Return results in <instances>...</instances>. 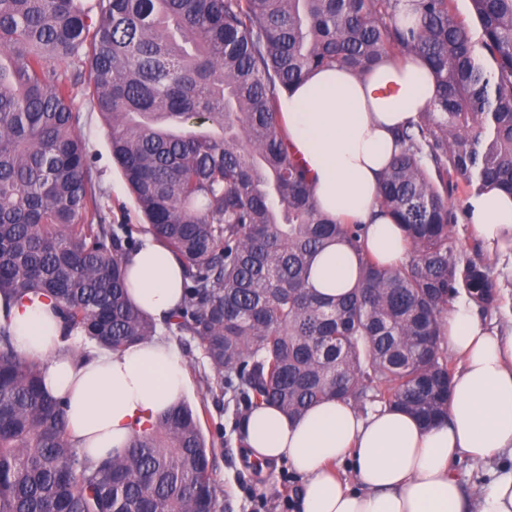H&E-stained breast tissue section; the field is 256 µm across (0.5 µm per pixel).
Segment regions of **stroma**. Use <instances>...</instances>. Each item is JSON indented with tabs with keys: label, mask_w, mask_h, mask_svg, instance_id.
<instances>
[{
	"label": "stroma",
	"mask_w": 512,
	"mask_h": 512,
	"mask_svg": "<svg viewBox=\"0 0 512 512\" xmlns=\"http://www.w3.org/2000/svg\"><path fill=\"white\" fill-rule=\"evenodd\" d=\"M73 106L80 114V134L94 162L97 194L107 224L113 228L140 227L144 219L112 160L108 132L83 88H75ZM489 268L499 284L500 296L497 309L483 322L491 328H503L512 320V258L501 257L490 262ZM161 337L185 358L190 376L186 401L203 411L202 430L215 450L212 477L221 491L218 512H297L294 498L300 479L293 471L284 465L243 460L235 431L237 403L228 392L207 394L206 387L214 376L197 342L166 331Z\"/></svg>",
	"instance_id": "obj_1"
}]
</instances>
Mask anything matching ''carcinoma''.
Here are the masks:
<instances>
[{
  "label": "carcinoma",
  "mask_w": 512,
  "mask_h": 512,
  "mask_svg": "<svg viewBox=\"0 0 512 512\" xmlns=\"http://www.w3.org/2000/svg\"><path fill=\"white\" fill-rule=\"evenodd\" d=\"M469 5L477 39L455 0H0V298L45 296L63 340L112 352L157 333L127 293L140 240L100 215L72 105L81 71L60 70L85 58L140 233L184 264L164 327L196 340L233 393L237 441L262 405L291 420L326 398L444 417L453 302L486 316L499 301L485 259L461 256L448 199L461 182L512 192V0ZM391 56L420 59L436 86L378 188L410 244L398 268L366 252L363 225L320 213L279 111L312 71ZM335 238L360 278L329 297L310 281ZM43 377L0 323V512H217L197 411L179 403L94 460Z\"/></svg>",
  "instance_id": "1"
}]
</instances>
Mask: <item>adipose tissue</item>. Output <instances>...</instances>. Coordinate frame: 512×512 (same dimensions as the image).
Listing matches in <instances>:
<instances>
[{"mask_svg": "<svg viewBox=\"0 0 512 512\" xmlns=\"http://www.w3.org/2000/svg\"><path fill=\"white\" fill-rule=\"evenodd\" d=\"M434 96L428 69L412 58L364 75L317 70L281 97L288 151L302 162L317 208L364 225L368 250L394 266L405 262L409 246L400 224L379 212V180L399 151L394 131L417 121ZM468 206L487 251H512V195L493 186L472 195ZM125 266L132 302L164 322L182 298L181 263L147 236ZM358 271L354 253L335 243L317 258L312 284L324 295L345 294L357 285ZM476 313L461 298L448 318L445 340L461 369L445 421L425 427L389 406L363 416L334 399L293 420L267 406L244 425L245 455L294 471L302 512H512V470L475 498L454 469L464 457L512 454V333L486 329ZM4 317L18 352L45 360V386L66 398L70 431L91 457L121 454L134 432L181 402L189 385L185 360L168 342L154 338L77 361L59 352L61 328L49 301H0ZM344 462L354 482L334 473Z\"/></svg>", "mask_w": 512, "mask_h": 512, "instance_id": "1", "label": "adipose tissue"}]
</instances>
